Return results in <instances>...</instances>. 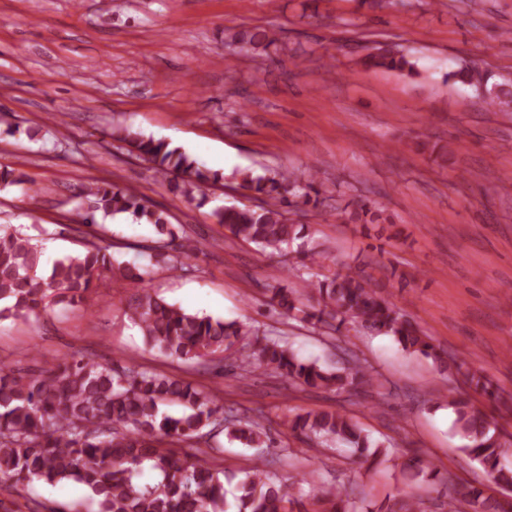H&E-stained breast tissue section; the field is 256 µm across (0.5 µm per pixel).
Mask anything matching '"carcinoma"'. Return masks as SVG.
Instances as JSON below:
<instances>
[{"instance_id":"obj_1","label":"carcinoma","mask_w":512,"mask_h":512,"mask_svg":"<svg viewBox=\"0 0 512 512\" xmlns=\"http://www.w3.org/2000/svg\"><path fill=\"white\" fill-rule=\"evenodd\" d=\"M231 40L239 51L253 53L275 42L265 33L235 35ZM366 59L375 67L415 73L410 56L396 46L381 48ZM448 78L472 88L486 107L512 112L511 79L491 84L486 71L465 60L448 72ZM112 137L150 163L157 180L172 192L200 206L207 200L206 191L224 182L223 174L180 147L127 127L113 129ZM233 179L254 204L218 206L211 217L232 238L271 254L306 238V225L288 219L290 209L314 211L325 201V190L310 174L263 167L259 172L237 171ZM81 198L88 204L84 222L92 229L90 240L84 251L54 260L45 273L35 245L11 225L0 224V319L37 317L58 305L80 304L104 273L116 271L137 289L130 304L131 321L146 343L167 357L199 364L222 353L224 360L247 374L268 372L293 388L338 392L367 380V372L356 361L345 368L323 367L300 359L285 336L186 312L151 294L150 266L116 263L108 229L96 222L95 213L153 225L158 234L154 257L165 258L170 271L185 269L187 260L204 253L202 242L187 235L183 225L172 224L166 211L110 182L89 183ZM297 254L298 261L285 271L305 279L302 294L307 301L275 281L264 285L271 306L302 324L325 328L329 335L357 324L368 333L391 336L403 351L437 363L448 381L461 378L486 401L501 399L482 372L438 351L431 338L383 295L374 278L350 266L329 275L313 272L323 267L327 256L305 241ZM170 405L181 407V412H164ZM446 405L456 416L460 450L477 462L490 483L511 492L512 467L507 460L512 458V435L498 433L490 415L468 399L450 396ZM288 428L315 447L345 444L361 464L390 455L388 447L373 442L339 411L298 415ZM222 432L255 449V462L240 483L234 511L220 479L222 459L203 450L191 458L179 453L184 443ZM272 444L255 418L224 417L211 395L165 374L88 358L64 359L28 378L0 360V478L16 486L81 483L96 496L98 512H306L304 493H294L293 485L267 470L270 461L264 450ZM393 461L417 476L424 472L415 452ZM145 463L156 480L139 479ZM316 497L322 512H354L348 494L338 487L320 486ZM448 512H512V503L473 486L461 497L448 496Z\"/></svg>"}]
</instances>
